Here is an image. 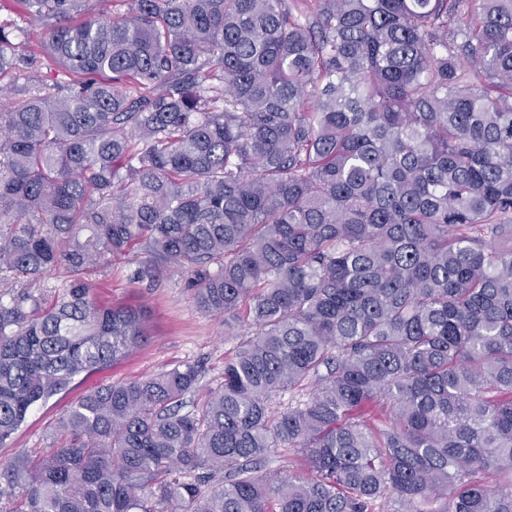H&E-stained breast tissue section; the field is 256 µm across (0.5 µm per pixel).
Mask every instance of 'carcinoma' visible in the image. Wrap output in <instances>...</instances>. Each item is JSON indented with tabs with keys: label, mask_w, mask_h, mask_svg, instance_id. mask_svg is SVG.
Here are the masks:
<instances>
[{
	"label": "carcinoma",
	"mask_w": 512,
	"mask_h": 512,
	"mask_svg": "<svg viewBox=\"0 0 512 512\" xmlns=\"http://www.w3.org/2000/svg\"><path fill=\"white\" fill-rule=\"evenodd\" d=\"M18 2L0 272L70 280L0 292V447L146 340L110 257L246 339L186 412L191 362L86 393L6 512H512V0ZM67 279V274L62 269L46 276L36 283H31L26 278H13L10 276L4 281L2 278V281H0V289L9 288L10 290L12 288L15 292L28 289L35 294L41 293L50 300L54 299V297L62 291V287ZM264 469L271 474L309 475L304 467L303 455L298 448H279Z\"/></svg>",
	"instance_id": "cac0c4a2"
}]
</instances>
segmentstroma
<instances>
[{"label":"stroma","mask_w":512,"mask_h":512,"mask_svg":"<svg viewBox=\"0 0 512 512\" xmlns=\"http://www.w3.org/2000/svg\"><path fill=\"white\" fill-rule=\"evenodd\" d=\"M143 257L138 251L111 259L93 269L88 278L100 301L144 314L145 342L124 360L79 377L48 403L36 405L8 446L0 448V461L21 452L36 456L59 447L64 441L57 430L60 420L78 399L98 386L150 376L189 361L201 366L202 376L188 402H200L219 387L224 359L237 351L240 337L227 333L222 317L206 314L195 305L186 274L164 269L154 282L134 279L132 273Z\"/></svg>","instance_id":"obj_1"}]
</instances>
